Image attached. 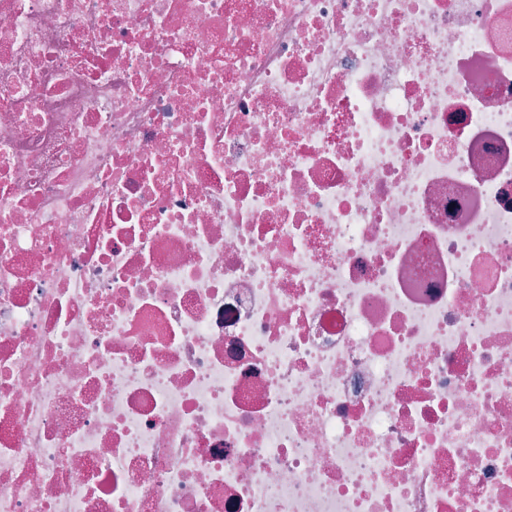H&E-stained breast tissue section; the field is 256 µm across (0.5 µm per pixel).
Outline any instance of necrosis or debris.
Masks as SVG:
<instances>
[{
    "instance_id": "1",
    "label": "necrosis or debris",
    "mask_w": 512,
    "mask_h": 512,
    "mask_svg": "<svg viewBox=\"0 0 512 512\" xmlns=\"http://www.w3.org/2000/svg\"><path fill=\"white\" fill-rule=\"evenodd\" d=\"M0 512H512V0H0Z\"/></svg>"
}]
</instances>
